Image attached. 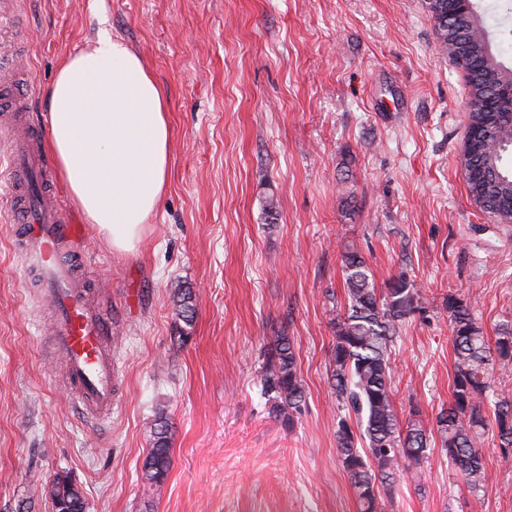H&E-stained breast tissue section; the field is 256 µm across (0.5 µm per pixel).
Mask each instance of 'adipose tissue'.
Instances as JSON below:
<instances>
[{"mask_svg": "<svg viewBox=\"0 0 512 512\" xmlns=\"http://www.w3.org/2000/svg\"><path fill=\"white\" fill-rule=\"evenodd\" d=\"M47 148L113 249L133 252L169 172L168 99L142 58L103 33L65 57L47 91Z\"/></svg>", "mask_w": 512, "mask_h": 512, "instance_id": "obj_1", "label": "adipose tissue"}]
</instances>
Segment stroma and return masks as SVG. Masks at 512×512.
Here are the masks:
<instances>
[{
  "instance_id": "1",
  "label": "stroma",
  "mask_w": 512,
  "mask_h": 512,
  "mask_svg": "<svg viewBox=\"0 0 512 512\" xmlns=\"http://www.w3.org/2000/svg\"><path fill=\"white\" fill-rule=\"evenodd\" d=\"M0 66L24 60L30 123L46 127L60 60L100 33L144 58L169 102L170 179L135 253L88 226L89 270L112 292L120 373L110 414L77 410L53 356L47 303L14 249L0 197V512H52L48 486L87 512H359L336 450L328 383L345 309L341 249L378 290L405 276L423 297L392 348L400 420L451 399L448 299L488 340L512 327V224L461 170L470 88L423 0H0ZM274 196L277 212L263 204ZM195 294L184 328L171 288ZM186 343H179L180 334ZM290 337L306 406L276 417L260 374ZM172 423L159 496L139 475L157 410ZM483 492L440 441L401 476L385 512H512V461L485 436ZM51 498L53 507H62L59 512H85L86 504L81 492L67 479L56 482Z\"/></svg>"
}]
</instances>
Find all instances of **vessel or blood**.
I'll return each instance as SVG.
<instances>
[{
    "label": "vessel or blood",
    "mask_w": 512,
    "mask_h": 512,
    "mask_svg": "<svg viewBox=\"0 0 512 512\" xmlns=\"http://www.w3.org/2000/svg\"><path fill=\"white\" fill-rule=\"evenodd\" d=\"M0 138L7 146L8 167L0 174V193L13 203L25 233L18 248L34 268L48 301L49 334L64 360L65 381L83 413L100 416L112 409L117 373L112 351V295L62 262L63 249L79 251L80 232L52 197L31 199V184L56 177L43 147V133L12 114L0 116Z\"/></svg>",
    "instance_id": "b4317fda"
}]
</instances>
